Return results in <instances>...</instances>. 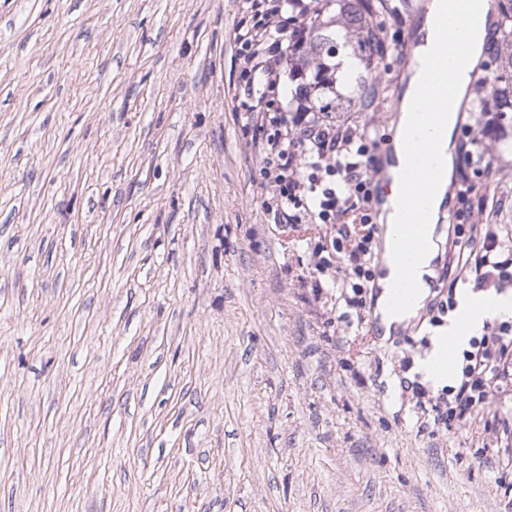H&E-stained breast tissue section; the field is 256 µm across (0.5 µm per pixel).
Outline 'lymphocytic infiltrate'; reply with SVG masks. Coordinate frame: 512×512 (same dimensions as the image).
<instances>
[{
	"instance_id": "lymphocytic-infiltrate-1",
	"label": "lymphocytic infiltrate",
	"mask_w": 512,
	"mask_h": 512,
	"mask_svg": "<svg viewBox=\"0 0 512 512\" xmlns=\"http://www.w3.org/2000/svg\"><path fill=\"white\" fill-rule=\"evenodd\" d=\"M254 23L237 34V61L245 81L240 105L256 113L255 142L262 157L263 188L272 200L277 224H335L333 256L315 248L318 273L333 267V257L346 265L344 280L352 295L347 302L363 307L364 288L373 278L370 261L377 224L372 214L371 171L377 161L381 137L367 127L336 122L327 112L309 107L288 111L276 104L288 63L282 37L308 33L323 9V0H246ZM462 163L481 178L486 193L481 205L487 220L463 225L461 206L468 196L457 191V209L448 217V277L450 292L438 310L454 312V290L459 281L481 288L512 281V232L498 222L503 194L496 171L478 148L476 139L458 142ZM461 376L428 406L435 422L452 426L474 418L493 388L512 381V322L486 324L462 352Z\"/></svg>"
}]
</instances>
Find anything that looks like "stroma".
I'll return each instance as SVG.
<instances>
[{
	"label": "stroma",
	"mask_w": 512,
	"mask_h": 512,
	"mask_svg": "<svg viewBox=\"0 0 512 512\" xmlns=\"http://www.w3.org/2000/svg\"><path fill=\"white\" fill-rule=\"evenodd\" d=\"M424 0H391L395 45ZM244 0H0V512H512V383L422 422L432 304L391 334L274 223Z\"/></svg>",
	"instance_id": "obj_1"
}]
</instances>
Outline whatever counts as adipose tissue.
I'll use <instances>...</instances> for the list:
<instances>
[{
	"instance_id": "adipose-tissue-1",
	"label": "adipose tissue",
	"mask_w": 512,
	"mask_h": 512,
	"mask_svg": "<svg viewBox=\"0 0 512 512\" xmlns=\"http://www.w3.org/2000/svg\"><path fill=\"white\" fill-rule=\"evenodd\" d=\"M428 73L427 62H420L414 68L408 89L402 99L400 116L396 128L394 153L396 164L391 167V175H399L408 165V150L405 141L416 123L418 108V90L425 82ZM448 179L447 171H440L437 185L432 190L426 209L432 221L423 225L420 231L417 262L414 276L417 286L403 307H393L388 295H381L377 311L385 329L403 326L415 319L430 295L429 281L434 275L432 262L436 256L438 233L435 225L444 205V185ZM512 318V293L488 294L484 292L468 294L450 321L447 330L438 336L433 350L424 360L422 369L431 380L442 383L454 369V352L462 348L468 339L478 333L485 322L491 319Z\"/></svg>"
}]
</instances>
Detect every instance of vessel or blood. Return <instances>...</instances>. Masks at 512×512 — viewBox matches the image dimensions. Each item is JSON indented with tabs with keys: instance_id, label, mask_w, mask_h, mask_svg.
<instances>
[{
	"instance_id": "1",
	"label": "vessel or blood",
	"mask_w": 512,
	"mask_h": 512,
	"mask_svg": "<svg viewBox=\"0 0 512 512\" xmlns=\"http://www.w3.org/2000/svg\"><path fill=\"white\" fill-rule=\"evenodd\" d=\"M451 25L460 35L466 34L470 29V4L468 0H460L451 17ZM457 40L447 41L440 39L437 43L431 65V76L428 83L420 93V99L424 103L422 109L424 125L426 129H433L438 113L446 111L448 98L454 91L456 77L448 68V59L459 49ZM413 164L399 175L396 181L400 183L398 194L400 202L407 212L415 217H423L426 214V201L428 190L434 183V170L423 164L420 158V142L418 139L410 141ZM390 176H380L376 182L373 194V207L377 214H385L389 211L391 203V183L395 181ZM393 262L402 270L401 277L389 287L391 302L394 306H402L410 298L415 287L413 270L416 261V239L409 232H402L398 238V244L392 254Z\"/></svg>"
}]
</instances>
